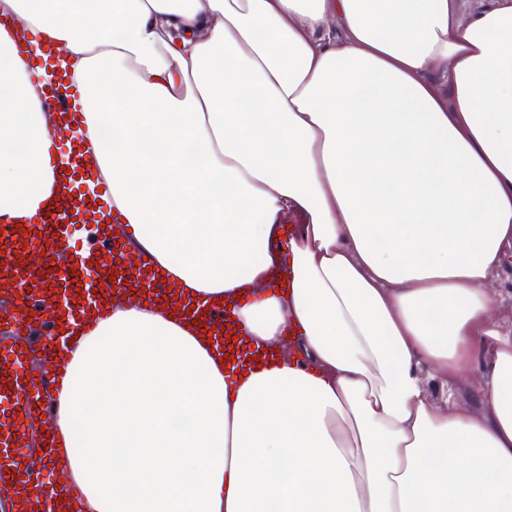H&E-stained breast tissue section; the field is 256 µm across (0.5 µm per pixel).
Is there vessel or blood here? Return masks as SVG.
<instances>
[{"mask_svg": "<svg viewBox=\"0 0 512 512\" xmlns=\"http://www.w3.org/2000/svg\"><path fill=\"white\" fill-rule=\"evenodd\" d=\"M16 47L37 66L52 62L48 45L20 38ZM58 80V86L43 89V107L55 111L68 129L80 128L84 124L81 94L69 73H60ZM68 155L67 164L56 170L64 190L53 208L45 210L38 223L23 229L0 225V274L11 285L10 292L0 294V497L13 499L17 512H31L32 506L40 503L47 505L49 512H60L65 500L73 512H82L81 495L66 478L49 481L41 474L42 461H54L57 455L53 420L45 416L44 405L56 386L66 356V339L53 334L42 346L41 368L26 366L32 347L23 336L29 328L25 304L52 310L57 317L66 313L80 320L87 309L106 307L111 286L139 290L154 288L160 282L158 275L149 272L147 260L129 261L127 251L116 246L100 202L81 201L70 193V185L93 177L94 168L81 140H70ZM76 222L98 227L103 250L97 257V271H89L84 258L75 268L54 265L57 252L67 248L70 228ZM163 300L179 311L190 312L216 340L230 321L227 309L203 299L193 303L168 293ZM36 423L42 428L43 457L39 460L31 452L32 426Z\"/></svg>", "mask_w": 512, "mask_h": 512, "instance_id": "vessel-or-blood-1", "label": "vessel or blood"}]
</instances>
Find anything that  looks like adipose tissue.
Returning a JSON list of instances; mask_svg holds the SVG:
<instances>
[{"instance_id":"obj_1","label":"adipose tissue","mask_w":512,"mask_h":512,"mask_svg":"<svg viewBox=\"0 0 512 512\" xmlns=\"http://www.w3.org/2000/svg\"><path fill=\"white\" fill-rule=\"evenodd\" d=\"M14 17L69 51L132 248L276 353L236 368L153 300L68 328L85 512H512V0H0V223L30 224L57 155Z\"/></svg>"}]
</instances>
